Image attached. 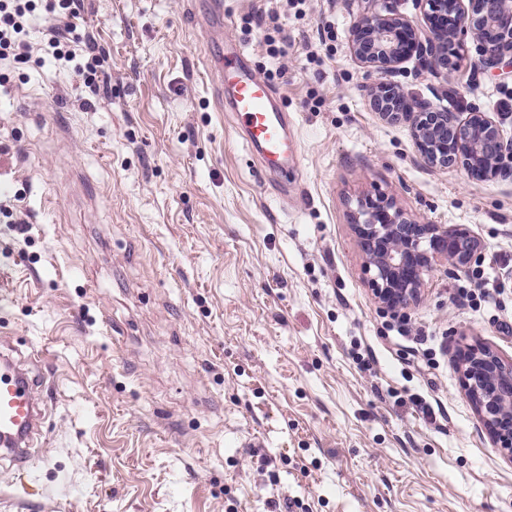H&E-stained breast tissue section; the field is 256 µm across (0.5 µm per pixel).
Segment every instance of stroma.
Listing matches in <instances>:
<instances>
[{
    "label": "stroma",
    "mask_w": 512,
    "mask_h": 512,
    "mask_svg": "<svg viewBox=\"0 0 512 512\" xmlns=\"http://www.w3.org/2000/svg\"><path fill=\"white\" fill-rule=\"evenodd\" d=\"M363 8L224 0L225 37L288 111L284 182L219 104L202 0H82L36 24L42 65L0 85V344L40 378L45 419L33 469L0 461V512H512V462L456 358L463 336L512 358V177L430 167L372 109L380 76L350 51ZM71 22L105 94L41 53ZM466 54L393 79L512 137V67ZM378 189L467 227L496 290L460 300L475 272L440 269L383 311L350 221Z\"/></svg>",
    "instance_id": "35a3bbf8"
}]
</instances>
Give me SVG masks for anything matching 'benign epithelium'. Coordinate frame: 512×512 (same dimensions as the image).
<instances>
[{
	"label": "benign epithelium",
	"instance_id": "1",
	"mask_svg": "<svg viewBox=\"0 0 512 512\" xmlns=\"http://www.w3.org/2000/svg\"><path fill=\"white\" fill-rule=\"evenodd\" d=\"M422 23L385 12L361 15L350 38L361 63L385 75L372 90L371 104L389 122L406 121L417 151L438 168L462 167L481 182L512 176V138L484 112H452L416 102L386 79L416 56L432 70L456 68L472 41L481 70L512 60V0H420ZM363 269L381 308L399 312L422 300L426 277L441 261L448 275L465 272L483 259V247L461 226L410 219L384 191L356 200L351 211ZM458 380L493 447L512 462V360L479 342H460Z\"/></svg>",
	"mask_w": 512,
	"mask_h": 512
}]
</instances>
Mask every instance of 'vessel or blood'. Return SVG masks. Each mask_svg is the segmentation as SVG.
<instances>
[{
  "label": "vessel or blood",
  "instance_id": "obj_1",
  "mask_svg": "<svg viewBox=\"0 0 512 512\" xmlns=\"http://www.w3.org/2000/svg\"><path fill=\"white\" fill-rule=\"evenodd\" d=\"M202 20L213 25L216 41L223 44L210 60V72L218 89L230 92L245 142L259 152L265 171L287 166L298 151L288 138V116L275 105L271 85L246 65L243 46L225 43L224 0H206ZM39 387L23 364L0 356V456L19 467L32 465L30 450L41 434L44 410Z\"/></svg>",
  "mask_w": 512,
  "mask_h": 512
}]
</instances>
